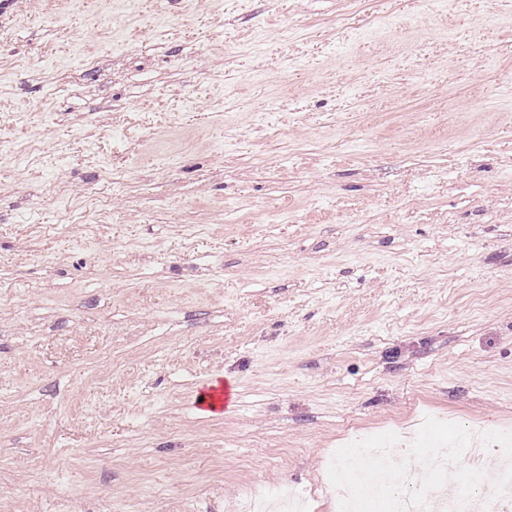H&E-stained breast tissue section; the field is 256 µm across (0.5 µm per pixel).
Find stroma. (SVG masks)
Returning a JSON list of instances; mask_svg holds the SVG:
<instances>
[{
    "label": "stroma",
    "mask_w": 512,
    "mask_h": 512,
    "mask_svg": "<svg viewBox=\"0 0 512 512\" xmlns=\"http://www.w3.org/2000/svg\"><path fill=\"white\" fill-rule=\"evenodd\" d=\"M69 28L0 0L20 512L277 482L336 512L351 437L512 423V0H72Z\"/></svg>",
    "instance_id": "obj_1"
}]
</instances>
